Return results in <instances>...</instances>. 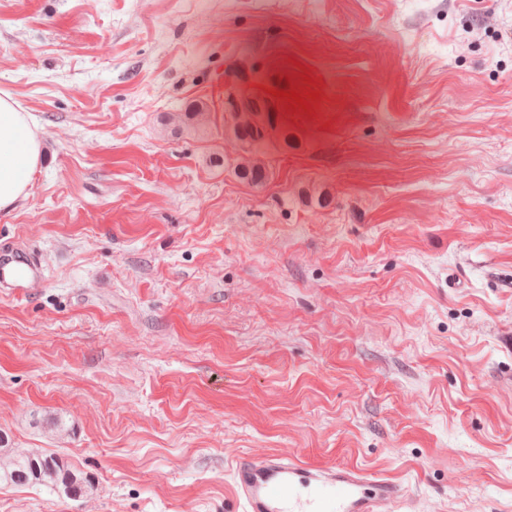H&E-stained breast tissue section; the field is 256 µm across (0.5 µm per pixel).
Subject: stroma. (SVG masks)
<instances>
[{
	"label": "stroma",
	"instance_id": "stroma-1",
	"mask_svg": "<svg viewBox=\"0 0 512 512\" xmlns=\"http://www.w3.org/2000/svg\"><path fill=\"white\" fill-rule=\"evenodd\" d=\"M244 81L303 99L253 146ZM0 91L47 274L0 296V434L95 484L0 512H242L267 455L512 512V0H0ZM43 160L42 143L28 112L0 97V213L9 214L28 195Z\"/></svg>",
	"mask_w": 512,
	"mask_h": 512
}]
</instances>
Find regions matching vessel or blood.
I'll return each mask as SVG.
<instances>
[{"label":"vessel or blood","mask_w":512,"mask_h":512,"mask_svg":"<svg viewBox=\"0 0 512 512\" xmlns=\"http://www.w3.org/2000/svg\"><path fill=\"white\" fill-rule=\"evenodd\" d=\"M45 279L40 260L13 247L0 253V289L28 295ZM233 484L243 512H387L402 498L388 479L345 465L311 467L282 456L239 459Z\"/></svg>","instance_id":"1"}]
</instances>
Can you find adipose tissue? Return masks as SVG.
Wrapping results in <instances>:
<instances>
[{
  "mask_svg": "<svg viewBox=\"0 0 512 512\" xmlns=\"http://www.w3.org/2000/svg\"><path fill=\"white\" fill-rule=\"evenodd\" d=\"M43 160L42 143L29 115L11 97H0V213L16 209L29 194Z\"/></svg>",
  "mask_w": 512,
  "mask_h": 512,
  "instance_id": "adipose-tissue-1",
  "label": "adipose tissue"
}]
</instances>
